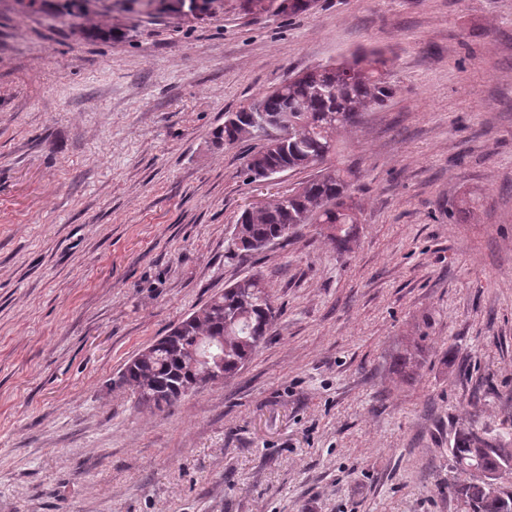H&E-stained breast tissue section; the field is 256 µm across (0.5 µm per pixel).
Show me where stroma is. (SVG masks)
Wrapping results in <instances>:
<instances>
[{
    "label": "stroma",
    "mask_w": 512,
    "mask_h": 512,
    "mask_svg": "<svg viewBox=\"0 0 512 512\" xmlns=\"http://www.w3.org/2000/svg\"><path fill=\"white\" fill-rule=\"evenodd\" d=\"M371 50L397 91L337 136L349 251L303 224L228 258L305 175L249 181L225 112ZM255 272L268 341L138 406L125 364ZM474 420L512 429V0H0V512H459ZM425 336H419L401 345L395 354L394 373L404 381L413 380L419 373L422 364V353Z\"/></svg>",
    "instance_id": "35a3bbf8"
}]
</instances>
